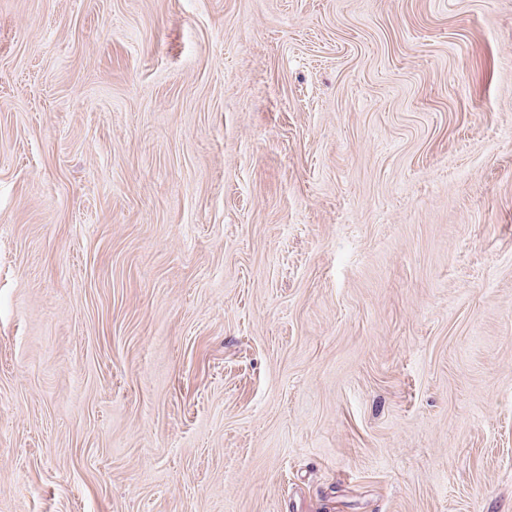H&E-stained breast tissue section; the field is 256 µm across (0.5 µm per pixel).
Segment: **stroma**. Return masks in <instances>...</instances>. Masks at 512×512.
<instances>
[{
    "label": "stroma",
    "mask_w": 512,
    "mask_h": 512,
    "mask_svg": "<svg viewBox=\"0 0 512 512\" xmlns=\"http://www.w3.org/2000/svg\"><path fill=\"white\" fill-rule=\"evenodd\" d=\"M0 512H512V0H0Z\"/></svg>",
    "instance_id": "1"
}]
</instances>
